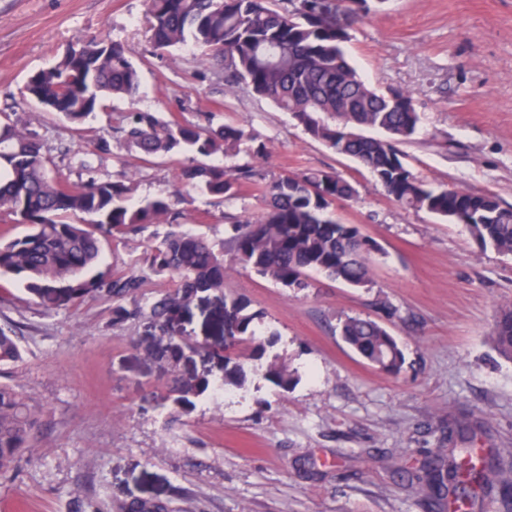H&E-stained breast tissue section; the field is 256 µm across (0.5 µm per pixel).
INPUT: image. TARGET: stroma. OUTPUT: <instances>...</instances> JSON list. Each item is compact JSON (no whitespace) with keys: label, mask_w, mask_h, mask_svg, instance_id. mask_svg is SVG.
Returning <instances> with one entry per match:
<instances>
[{"label":"stroma","mask_w":512,"mask_h":512,"mask_svg":"<svg viewBox=\"0 0 512 512\" xmlns=\"http://www.w3.org/2000/svg\"><path fill=\"white\" fill-rule=\"evenodd\" d=\"M145 10L144 0H0V112L38 133L67 171L128 102L96 113L78 136L21 89L77 39L108 35L142 61L138 108L250 130L268 148L256 162L267 177L325 169L349 179L355 199L330 213L378 244L372 283L316 274L312 287L283 288L229 264L225 292L264 312L257 334L274 338L296 382L283 391L253 374L221 406L205 395L182 413L168 400L176 388L224 374L221 300L202 297L169 324L190 347L162 364L147 352L159 336L148 318L113 324L102 299L48 311L1 278L0 325L16 330L23 355L0 369V383L29 397L40 424L18 468L0 475V512H126L140 500L170 512H448L409 474L446 452L450 420L481 422L486 447L512 456V360L491 339L498 307L512 303V255L480 247L465 225L402 207L270 100L243 85L226 91L192 45L155 54ZM346 50L367 84L411 95L420 123L400 149L417 177L512 207V0H387L352 24ZM99 173L130 179L137 202L177 189L169 158L143 164L117 140ZM178 209L184 230L218 244L230 218L258 216L264 202L250 189L230 200L193 192ZM167 230L106 237L105 264L132 268ZM347 316L376 320L397 339L406 358L398 375L342 340Z\"/></svg>","instance_id":"35a3bbf8"}]
</instances>
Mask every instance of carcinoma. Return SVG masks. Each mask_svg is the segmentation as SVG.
I'll use <instances>...</instances> for the list:
<instances>
[{
	"mask_svg": "<svg viewBox=\"0 0 512 512\" xmlns=\"http://www.w3.org/2000/svg\"><path fill=\"white\" fill-rule=\"evenodd\" d=\"M386 0H146L150 41L157 52L193 43L224 71L225 86L244 84L290 113L311 138L369 170L385 193L403 207L426 210L464 224L482 247L512 255V208L489 193L462 188L434 190L404 164L397 145L408 140L420 122L412 97L403 91L382 92L368 86L350 62L345 44L350 24L383 8ZM141 71L130 50L108 37L68 48L50 67L29 76L23 95L45 112L79 131L108 100L135 101ZM372 129L381 137L363 134ZM141 159L157 155L176 159L190 153L192 162L178 168L185 190H202L231 198L243 187L258 190L266 210L261 218H238L229 236L215 245L181 229L180 213L169 197L129 203L126 180L96 175L93 154L77 153L72 181L49 167L38 134L0 118V210H7L30 231L0 242V276L17 278L48 309H70L87 299L109 300L113 322L148 317L166 333L167 324L201 298L224 297V376L227 390H242L247 368L241 356L257 362L266 380L286 392L294 374L271 344L255 342L254 326L263 312L224 293V252L260 277L285 288L310 286L319 273L349 286L371 282L369 255L376 242L354 224L329 214L338 201L356 195L354 186L334 171L309 169L266 179L254 166L207 164L203 159L236 154L249 144L256 158L267 155L264 143L240 126L203 128L133 108L112 128ZM167 223L170 230L152 245L143 268L118 272L103 265L102 234H128L148 224ZM172 287L143 307L135 297L151 278ZM134 300L131 308L123 301ZM340 335L351 349L381 372L400 373L405 358L396 339L378 321L347 317ZM493 337L498 351L512 359V304L496 316ZM180 353L168 337L149 348V355L171 362ZM22 357L19 337L0 326V366ZM211 388L188 382L171 398L184 412ZM39 423L37 409L13 386L0 384V473L13 469L29 447ZM448 455L423 463L415 475L421 491L448 499L452 512H473L480 499L498 490L512 506V465L483 447L482 426L464 417L448 425Z\"/></svg>",
	"mask_w": 512,
	"mask_h": 512,
	"instance_id": "obj_1",
	"label": "carcinoma"
}]
</instances>
